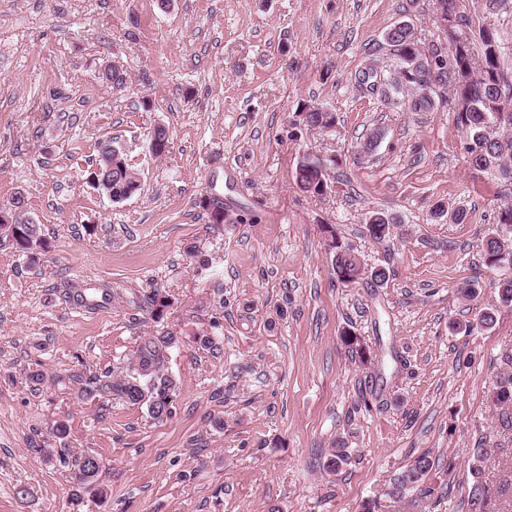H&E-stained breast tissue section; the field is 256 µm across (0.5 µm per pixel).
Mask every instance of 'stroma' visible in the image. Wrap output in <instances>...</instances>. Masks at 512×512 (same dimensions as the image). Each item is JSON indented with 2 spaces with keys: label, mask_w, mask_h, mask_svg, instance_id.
Listing matches in <instances>:
<instances>
[{
  "label": "stroma",
  "mask_w": 512,
  "mask_h": 512,
  "mask_svg": "<svg viewBox=\"0 0 512 512\" xmlns=\"http://www.w3.org/2000/svg\"><path fill=\"white\" fill-rule=\"evenodd\" d=\"M458 9L471 41L484 28L505 41L512 69V10ZM401 22L424 46L440 34L435 0H0V209L23 196L46 241L22 254L0 234V512H359L369 499L467 512L478 448L491 512L512 507V430L489 398L512 307L497 301L505 270L482 256L512 186L469 164L447 106L413 112L391 87L360 88L366 68L392 72L385 34ZM112 63L123 90L101 78ZM306 105L333 129L305 126ZM109 137L141 176L120 204L87 180ZM307 151L331 166L327 195L294 181ZM206 193L229 222L210 223ZM376 209L401 218L382 245L365 233ZM330 227L387 282L337 281ZM155 291L171 302L158 323L144 311ZM77 292L107 299L84 306ZM487 307L493 327L464 331ZM160 326L182 338L170 418L78 398L73 375L126 365ZM346 331L371 365L352 359ZM340 439L349 459L332 471ZM62 448L99 457L101 494L71 504ZM422 455L437 496H389Z\"/></svg>",
  "instance_id": "1"
}]
</instances>
